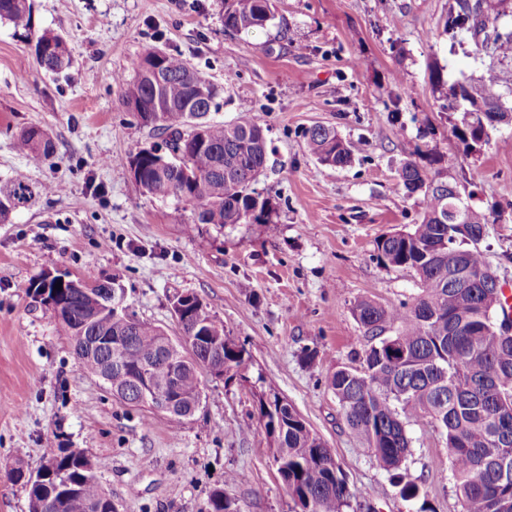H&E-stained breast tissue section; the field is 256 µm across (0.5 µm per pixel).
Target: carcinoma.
<instances>
[{
	"instance_id": "carcinoma-1",
	"label": "carcinoma",
	"mask_w": 512,
	"mask_h": 512,
	"mask_svg": "<svg viewBox=\"0 0 512 512\" xmlns=\"http://www.w3.org/2000/svg\"><path fill=\"white\" fill-rule=\"evenodd\" d=\"M224 29L249 30L272 18L270 0H224ZM0 21L16 28L31 27L29 0H0ZM450 35L470 33L479 52L491 59L476 81L452 86L448 109L463 110L451 132L472 149L484 142L482 123L494 115L512 113L500 91L493 59L512 57V31L502 33L497 17L484 0H456L446 23ZM49 53L39 58L48 71L60 73L71 63L66 42L50 34ZM125 105L150 114L145 126L166 135L167 153L150 147L126 159L136 185L157 199L174 198L191 206L193 223H269L271 205L252 188L267 161L263 128L247 115L226 124L211 118L218 110L220 89L184 57L157 46L145 49L133 64V76L123 81ZM306 147L329 167L351 161V146L336 130L316 125L306 134ZM15 148L39 162L54 152L52 139L38 127L23 130ZM400 184L410 194L422 193L423 216L407 231L377 241L379 260L414 273L418 293L410 304L386 307L359 300L353 313L369 338L358 367L341 366L329 386L350 431L368 448L372 459L392 473L405 499H415L419 486L403 481L400 470L410 448L406 423L424 421L440 431L448 447V468L455 479L463 512H500L512 501V475L502 476L495 465L512 470V334L495 333L493 326L511 322L503 294L463 280L466 270L480 271L488 263L484 252L469 242L487 234L488 218L474 209L466 230L449 222V210L460 188L453 182L427 183L424 166L406 163ZM34 189L20 178L0 182V223L28 204ZM118 278L75 277L55 289L39 279L34 295L48 291L52 313L74 337L75 354L85 370L100 378L112 396L148 412L159 411L180 425L194 416L201 403L200 377L212 368L244 362L245 350L224 333V322L192 293L177 296L181 305L180 336H168L151 322L133 314L112 313L111 291ZM146 369L153 387L169 391L176 407L168 410L159 396L146 397L131 380ZM258 418L275 445L277 472L299 509L344 512L350 500L362 497L350 490L330 448L310 429L297 410L276 394L258 396ZM43 463L60 475L58 484L32 481L18 465L10 480L28 488L29 512H90L96 502L110 499L96 479L91 460L51 444ZM209 512H238L220 490L209 498Z\"/></svg>"
}]
</instances>
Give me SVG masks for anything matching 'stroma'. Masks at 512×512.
<instances>
[{"label": "stroma", "mask_w": 512, "mask_h": 512, "mask_svg": "<svg viewBox=\"0 0 512 512\" xmlns=\"http://www.w3.org/2000/svg\"><path fill=\"white\" fill-rule=\"evenodd\" d=\"M32 26L0 23V181L24 178L33 202L0 223V512H29L28 490L9 479L37 470L46 440L94 462L112 512H208L223 489L240 512H297L258 423L261 392L285 398L331 448L360 502L345 512H462L444 437L406 425L404 499L346 426L328 385L358 365L368 339L353 314L368 298L397 307L418 292L409 270L385 266L376 243L419 222L421 194H407L402 165L455 154L465 201L490 218L481 248L512 288V124L474 151L451 134L457 82L489 59L466 32L444 28L455 0H272L266 26L224 30V0H31ZM64 38L72 64L37 61V36ZM188 59L221 90L217 120L250 104L268 141L254 188L270 200L266 224L190 227L189 206L144 194L125 164L163 146L123 103L122 78L143 48ZM331 126L352 144L342 168L317 162L306 131ZM45 129L54 152L30 163L14 147ZM118 275L130 313L170 336L176 296L196 294L246 351L242 377L202 375V403L184 424L128 407L83 371L72 342L30 285L46 273ZM240 473L227 482L228 473Z\"/></svg>", "instance_id": "35a3bbf8"}]
</instances>
